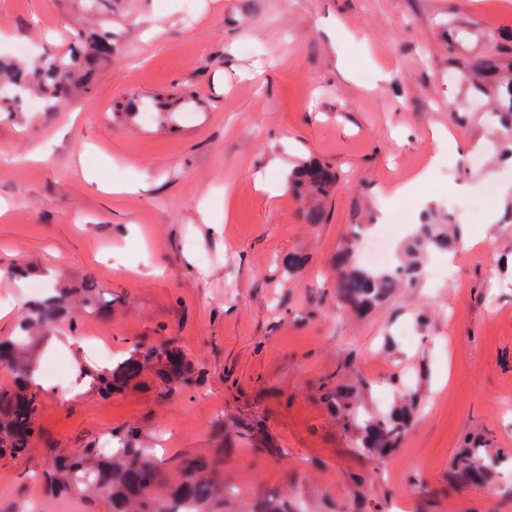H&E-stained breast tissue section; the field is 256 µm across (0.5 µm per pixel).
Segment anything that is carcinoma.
<instances>
[{
  "mask_svg": "<svg viewBox=\"0 0 512 512\" xmlns=\"http://www.w3.org/2000/svg\"><path fill=\"white\" fill-rule=\"evenodd\" d=\"M112 52V31L87 35L78 30L68 50L45 57L34 65H18L0 57V100L12 102L15 111L21 112L26 108L27 97L37 94L49 112L73 95L77 82L89 83L96 70L112 59ZM507 53V49H497L466 67V77L478 93L495 94L493 117L501 131L497 154L502 159H512V72L502 75L505 68L502 55ZM289 182L300 192L322 196L336 184L337 175L325 165L302 164L292 171ZM455 243L445 225L419 224L411 252H447ZM354 246L355 241H348L336 253V299L340 306L367 312L385 301L396 288L419 279L422 266L415 259L401 265L400 275L390 270L354 267L351 264ZM74 293L80 294V306L69 318L71 331H78L82 319L88 315L108 313L110 305L101 301L89 281L79 288H57L54 295L27 306L16 336L0 340V369L14 374L12 383L0 384V456H24L40 438L37 422L40 399L32 390L35 367L29 348L53 335L63 305ZM152 368L163 382L175 377L188 385L196 383L200 376L195 364L178 349L135 345L115 368L93 372L90 377L97 394L110 399L134 386L141 374ZM323 397L343 424L356 434L358 447L375 458L400 448L412 423V406L403 403L384 414L369 415L352 399L349 388L339 383L326 388ZM138 435V427L130 424L116 437L115 448L77 449L56 465L51 484L72 493H98L107 498L111 512H160L155 490L161 483L162 471L136 446ZM483 450L480 441L459 450L452 459L454 472L465 480L484 482L492 470L512 458L499 455L484 463ZM222 465L224 458L220 456L187 458L169 498L191 503L193 512H217L216 506L224 496V482L219 479Z\"/></svg>",
  "mask_w": 512,
  "mask_h": 512,
  "instance_id": "carcinoma-1",
  "label": "carcinoma"
}]
</instances>
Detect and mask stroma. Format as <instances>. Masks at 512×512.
<instances>
[{
    "mask_svg": "<svg viewBox=\"0 0 512 512\" xmlns=\"http://www.w3.org/2000/svg\"><path fill=\"white\" fill-rule=\"evenodd\" d=\"M99 22L116 51L89 88L52 112L0 116V298L11 302L0 338L34 299L10 275L19 265L89 279L112 304L84 318L82 347L58 322L47 350L73 376L41 392L36 450L0 458V512H26L35 494L44 512H109L49 475L58 456L111 444L128 424L162 468L163 497L182 458L230 445L223 480L240 491L224 512L267 495L290 512H512V467L486 484L451 472L473 436L488 455L512 451V197L495 190L512 167L495 161L491 106L462 77L512 42V0H112L100 18L83 0H0V56L26 45L31 63ZM150 98L166 110L125 117ZM443 129L454 142L432 138ZM309 161L338 175L316 225L292 191L256 187ZM428 167L429 204L391 196ZM115 180L139 189L106 192ZM425 218L460 225L453 255L429 253L423 278L366 313L339 306L333 259L357 225L401 257ZM291 253L303 263L290 273ZM94 343L117 360L171 344L200 378L147 372L104 400L75 378L106 368ZM362 377L374 415L417 392L416 420L387 458L358 448L323 399L324 382ZM236 420L261 422L269 450Z\"/></svg>",
    "mask_w": 512,
    "mask_h": 512,
    "instance_id": "1",
    "label": "stroma"
}]
</instances>
